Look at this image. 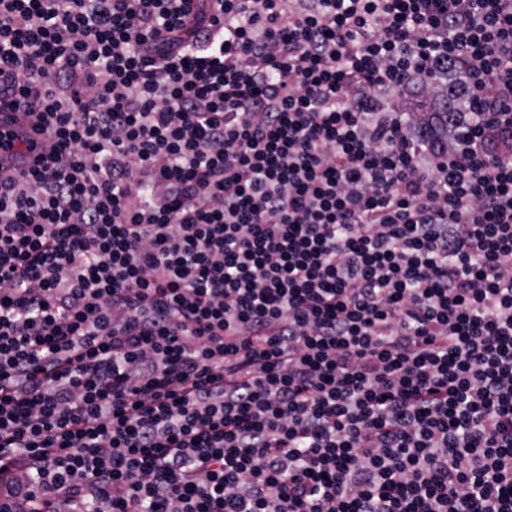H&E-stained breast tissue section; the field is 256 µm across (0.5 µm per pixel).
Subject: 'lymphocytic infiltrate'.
I'll return each instance as SVG.
<instances>
[{
	"instance_id": "lymphocytic-infiltrate-1",
	"label": "lymphocytic infiltrate",
	"mask_w": 512,
	"mask_h": 512,
	"mask_svg": "<svg viewBox=\"0 0 512 512\" xmlns=\"http://www.w3.org/2000/svg\"><path fill=\"white\" fill-rule=\"evenodd\" d=\"M6 99L0 489L512 512V0H0Z\"/></svg>"
}]
</instances>
